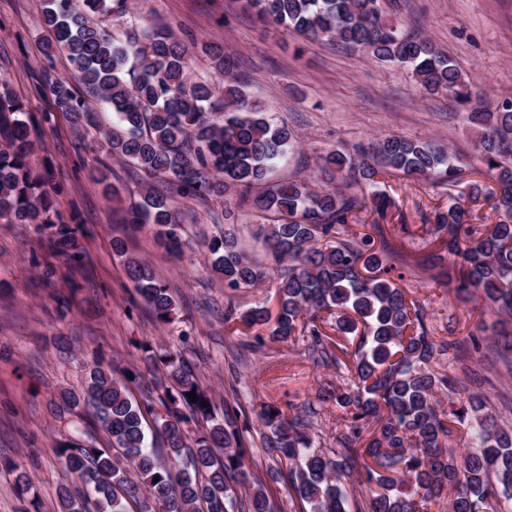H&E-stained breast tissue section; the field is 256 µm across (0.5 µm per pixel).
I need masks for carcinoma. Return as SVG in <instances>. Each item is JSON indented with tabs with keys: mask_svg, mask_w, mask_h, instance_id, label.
Listing matches in <instances>:
<instances>
[{
	"mask_svg": "<svg viewBox=\"0 0 512 512\" xmlns=\"http://www.w3.org/2000/svg\"><path fill=\"white\" fill-rule=\"evenodd\" d=\"M240 2L263 24L408 69L423 93L446 96L467 112L473 160L389 136L321 156L310 181L272 184L268 174L295 145L294 132L269 121L266 106L248 96L224 45L198 46L223 77L218 94L208 77L195 73L191 48L167 30H153L141 44L117 40L98 17L124 20L129 0H42L45 54H65L95 104L78 96L65 77L38 90H47L55 109L80 132L98 126L103 105L117 115L112 127L99 130L109 157L150 180L125 223L154 231L169 253L193 251L181 198L226 202L237 196L261 218L256 234L276 270L259 266L238 246L232 209L224 208V223L204 241L210 270L224 287L234 292L270 280L276 288L274 310L239 314L229 301L224 323L270 326L269 336L250 341L256 350L268 339L290 343L300 336L308 354L354 375L352 384L320 393L322 402L342 410L345 425L329 453L313 447L308 417L290 418L275 404L260 410L264 452L287 468L309 512H347L350 490L364 500L363 512H430L444 503L448 512H493V501L512 500V428L481 414L483 400L460 377L435 369L476 331L436 338L422 304L397 285L405 273L394 266L386 235L394 230L412 237L411 225L388 229L376 221L375 234L361 235L351 222L371 208L386 217L390 199L377 191L368 197L366 189L398 172L462 185L469 198L492 201L500 216L495 224L470 223V210L452 198L435 223L419 230L431 248L428 262L444 269L456 292L512 320V98L484 103L451 57L430 38L388 19L380 0ZM35 144V117L0 79V221L36 225L47 249L80 270L82 226L64 220L50 190V164L33 160ZM476 173L496 187L470 179ZM112 253L153 320L173 323L176 305L150 263L120 239L112 240ZM326 313L334 314L331 332ZM141 349L147 365L164 369L161 378L149 379L136 366L118 373L98 359L85 389L58 393L57 410H85V422L102 429L106 440L69 438L54 446L80 485L74 493L59 491L56 512H271L265 490L251 483L246 469L249 449L238 412L226 408L218 415L181 353L149 344ZM467 418L471 443L457 457L446 445ZM0 466L17 472L19 497L30 494L32 478L22 464Z\"/></svg>",
	"mask_w": 512,
	"mask_h": 512,
	"instance_id": "obj_1",
	"label": "carcinoma"
}]
</instances>
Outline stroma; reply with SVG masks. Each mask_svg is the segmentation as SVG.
Returning <instances> with one entry per match:
<instances>
[{
  "label": "stroma",
  "mask_w": 512,
  "mask_h": 512,
  "mask_svg": "<svg viewBox=\"0 0 512 512\" xmlns=\"http://www.w3.org/2000/svg\"><path fill=\"white\" fill-rule=\"evenodd\" d=\"M123 24L105 18L114 34L124 27L173 29L185 41L223 42L236 57L254 99L268 104L273 121L287 123L299 144L285 153L272 179L305 178L319 158L377 137L399 135L463 154L473 151L474 136L453 101L423 94L407 69L378 64L365 55L312 42L280 28H263L245 14L239 0H133ZM39 0H0V78L6 79L30 112H53L49 97L39 95L38 80L49 72L69 76L64 54L46 57L38 26ZM404 22L431 37L471 77L488 102L512 96V0H388ZM38 137L36 161L53 164V185L64 216L83 225L79 239L88 262V276H71L62 260L42 247V235L31 224L0 222V458L30 463L33 493L51 512L60 486L71 484L64 461L52 450L56 441L78 438L103 441V432L78 417L57 416L52 401L60 389H81L86 366L99 356L118 367L141 364L142 344L181 352L217 405L242 409L252 446L250 478L265 487L272 512H306L293 492L287 471L262 450L261 405H314L312 427L316 447L336 445L340 411L322 403L323 389L343 384L348 370L314 363L305 343L266 342L257 351L246 345L250 329L224 323V305L234 299L238 311L273 306L275 288L263 284L226 296L223 284L210 275L202 245L215 225L224 221V205L201 206L182 200L191 239L187 258L171 257L152 232L133 233L129 248L148 260L159 281L175 300L178 318L167 327L152 321L137 306L134 285L112 253V239L121 235L112 199L94 175L103 154L98 131L75 136L69 119L53 113ZM380 190L393 201L389 223L423 224L448 207V187L421 177L386 176ZM407 263L402 288L423 303L436 335L448 333L449 318L465 336L473 323L472 305L456 298L433 270L422 266L428 249L419 238L395 240ZM57 274L50 285L39 283L46 265ZM485 315L478 346L458 360H444L447 373L468 368L486 396L488 413L512 426V371L493 345ZM69 337L80 359L56 345Z\"/></svg>",
  "instance_id": "1"
}]
</instances>
